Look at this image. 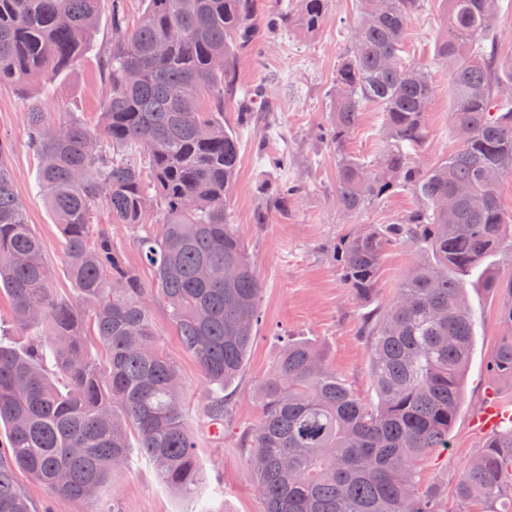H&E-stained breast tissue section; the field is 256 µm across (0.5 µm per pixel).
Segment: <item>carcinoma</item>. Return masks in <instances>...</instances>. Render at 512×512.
Returning a JSON list of instances; mask_svg holds the SVG:
<instances>
[{
  "label": "carcinoma",
  "mask_w": 512,
  "mask_h": 512,
  "mask_svg": "<svg viewBox=\"0 0 512 512\" xmlns=\"http://www.w3.org/2000/svg\"><path fill=\"white\" fill-rule=\"evenodd\" d=\"M100 0H0V83L26 86L83 58ZM418 0H360L353 47L336 69L325 138L336 146V204L357 214L403 187L424 205L397 224L369 225L333 250L342 279L364 305L374 301L385 253L406 245L414 260L370 327L375 398L364 400L330 371L314 344L282 335L261 382L259 424L241 441L263 512H446L438 489L420 485V461L448 447L462 402L474 322L463 277L504 240L512 219L499 204L512 176V59L498 57L500 0H445L453 98L448 122L459 148L426 167L410 151L429 136L433 85L399 55ZM130 24L112 0V44L102 60L107 94L99 121H54L27 113L39 158V191L56 223L70 293L54 287L45 245L28 224L0 153V292L28 331L24 351L0 339V512H32L16 474L82 502L130 464V448L182 493L203 481L187 429L183 381L160 348L152 306L164 303L206 385L241 372L261 322L262 285L233 231L227 195L239 165L224 102L238 89L234 58L253 43L258 0H144ZM325 0H299L296 22L313 33ZM261 87L237 100L238 120L263 112ZM384 113L387 147L373 168L344 151L364 103ZM300 185L274 184L284 207ZM99 206L137 232L151 287L97 229ZM162 231L144 229L150 208ZM238 269L234 280L203 279L205 267ZM505 330L489 371L512 378V282L503 289ZM224 400L206 407L210 422ZM136 445H131L130 438ZM454 512H512V426L488 439L462 468Z\"/></svg>",
  "instance_id": "carcinoma-1"
}]
</instances>
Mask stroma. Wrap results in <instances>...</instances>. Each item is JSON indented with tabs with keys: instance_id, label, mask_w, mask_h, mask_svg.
I'll return each instance as SVG.
<instances>
[{
	"instance_id": "35a3bbf8",
	"label": "stroma",
	"mask_w": 512,
	"mask_h": 512,
	"mask_svg": "<svg viewBox=\"0 0 512 512\" xmlns=\"http://www.w3.org/2000/svg\"><path fill=\"white\" fill-rule=\"evenodd\" d=\"M101 7L89 52L52 84L36 83L24 92L11 83L0 85V151L10 164L27 221L47 245L45 257L54 271L55 286L64 292L70 282L63 266L62 236L38 189L39 163L27 144L26 114L38 104L56 120L73 112L88 125L97 123L106 86L100 58L112 42V0H102ZM358 17L357 0H326L324 18L316 32L304 33L292 23L264 44L236 54L242 91L259 86L267 91L270 123L238 124L233 105L224 107V120L235 126L241 141L237 178L229 198L233 229L263 285V318L241 373L224 392L228 414L223 439H214L208 432L205 406L211 388L183 349L163 303L155 302L152 307L160 345L176 362L184 380L186 422L204 474L199 489L181 495L166 488L153 466L136 456L126 470L99 489L95 498L84 502L52 494L30 476L19 474L17 480L31 501L32 512H263L240 443L262 416L256 392L280 353L275 327L318 345L331 370L359 396L373 398L365 309L344 284L329 247L358 227L399 223L418 201L398 188L355 215L343 213L336 205V149L322 132L330 121L336 66L352 47ZM447 24L444 0H420L406 28L402 55L424 65L434 87L426 114L430 138L414 155L420 165L448 157L459 146L448 125L453 106L448 67L435 59L436 45ZM385 147L384 116L377 105L365 104L345 150L374 164L380 161ZM282 153L288 156L285 175L301 183L303 190L289 197L285 208L276 210L269 188L283 174L273 170L268 159ZM95 223L109 232L113 248L139 272L142 281L152 283L153 273L141 260L132 229L113 223L105 209L96 211ZM411 258L405 246L386 252L375 306L393 297ZM485 265L487 275L472 272L464 284L475 322V342L465 373L463 402L448 436V447L431 449L421 469L422 484L436 486L446 495L452 493L464 464L485 442L473 420L488 393L512 401V379L495 378L487 371L503 334L499 293L488 287L487 280L495 278L500 285L512 282V238Z\"/></svg>"
}]
</instances>
